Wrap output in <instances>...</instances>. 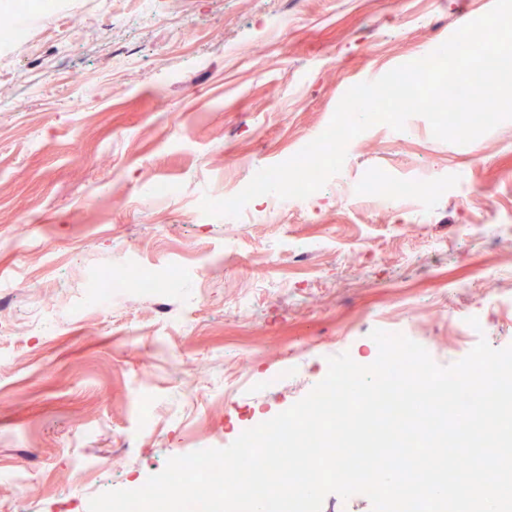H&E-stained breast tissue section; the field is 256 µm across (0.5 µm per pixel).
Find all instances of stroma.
I'll return each mask as SVG.
<instances>
[{"instance_id":"35a3bbf8","label":"stroma","mask_w":512,"mask_h":512,"mask_svg":"<svg viewBox=\"0 0 512 512\" xmlns=\"http://www.w3.org/2000/svg\"><path fill=\"white\" fill-rule=\"evenodd\" d=\"M18 2L0 0L29 32L0 41V512H83L169 458L229 446L242 420L308 395L330 357L371 358L388 315L442 366L470 351L464 309L512 346V313L492 304L512 294V120L475 145L421 116L380 123L305 207L259 199L237 229L197 210L494 0ZM374 172H461L467 187L429 209L339 199L337 183ZM164 181L176 193L149 199ZM176 263L185 294L166 312L132 293L82 308L101 272Z\"/></svg>"}]
</instances>
